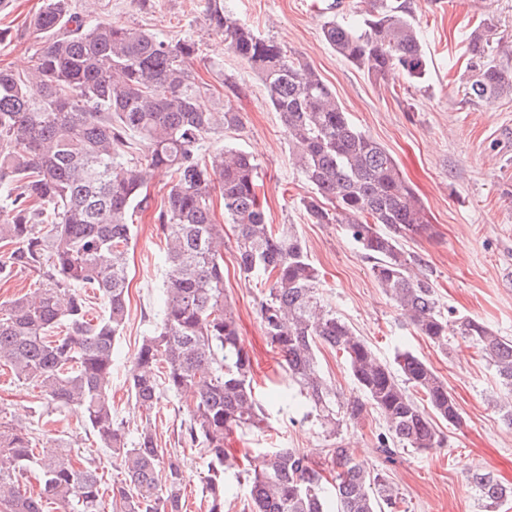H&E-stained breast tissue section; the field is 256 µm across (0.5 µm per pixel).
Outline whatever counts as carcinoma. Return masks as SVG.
<instances>
[{
  "mask_svg": "<svg viewBox=\"0 0 512 512\" xmlns=\"http://www.w3.org/2000/svg\"><path fill=\"white\" fill-rule=\"evenodd\" d=\"M210 25L227 48L260 76L294 148V164L313 186L305 204L315 224H345L372 260L371 272L414 330L441 348L448 332L475 345L512 393V339L485 323L459 317L449 324L433 281L416 269L402 242L431 236L426 208L401 176L393 156L360 130L307 65L280 44L241 24L219 0H209ZM37 48L32 68H0V277L34 274L41 287L0 308V365L22 384L40 389L47 404L75 407L112 466L103 505L99 468L78 467L67 447L34 453L33 433L0 422V512H183L184 460L159 447L151 413L162 393L186 394L177 444L208 459L202 497L208 512H224L225 474L246 483L251 512H394L398 495L386 477L366 467L337 440L339 430L373 409L386 423L378 450L444 446L435 419L461 418L448 387L410 351L396 368L321 299L318 269L291 224L266 222L252 157L231 146L204 156L209 136L242 125L239 113L217 102L194 71L195 42H172L141 27L93 23L69 0H44L30 21ZM474 37L468 51L475 79L469 94L493 103L512 93V74L495 52L512 55V41ZM324 39L337 55L375 75L421 83L428 56L410 11L391 0H369L350 24L327 23ZM170 174L156 219L164 236L163 304L128 369L131 397L145 416L130 442L109 397L115 344L127 317L132 216L149 204L152 172ZM219 191L224 217L236 230L240 271L268 283L258 302L261 329L307 407L304 418L329 438L324 461L296 448L263 453L248 469L226 448L230 436L269 427L253 386L252 358L224 289V225L212 218ZM98 292L104 313L87 318L80 289ZM63 328L65 333L55 334ZM342 352L359 392L339 401L318 366L317 344ZM426 397L423 407L410 389ZM39 492L23 489L29 478ZM480 512H499L512 496L489 471L471 473Z\"/></svg>",
  "mask_w": 512,
  "mask_h": 512,
  "instance_id": "obj_1",
  "label": "carcinoma"
}]
</instances>
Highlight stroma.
<instances>
[{
  "instance_id": "35a3bbf8",
  "label": "stroma",
  "mask_w": 512,
  "mask_h": 512,
  "mask_svg": "<svg viewBox=\"0 0 512 512\" xmlns=\"http://www.w3.org/2000/svg\"><path fill=\"white\" fill-rule=\"evenodd\" d=\"M42 0H8L0 27L12 29L0 42V67L22 71L36 47L28 28ZM208 0H96L94 19L142 27L168 40L189 38L198 47L194 67L225 104L243 117L238 130L211 136L204 151L229 145L250 153L266 198V220L293 225L323 281L325 305L354 328L384 363L409 351L426 360L448 385L461 415L460 425L441 423L444 447L420 453L398 449L393 459L377 453L384 420L368 412L340 435L368 467L383 471L396 485L406 512H479L470 484L480 468L512 484V428L500 405L508 397L494 368L477 348L452 336L441 349L419 336L373 278L370 263L350 240L345 225L311 223L303 205L313 189L294 165L288 136L268 104L257 73L236 58L209 24ZM234 19L264 38L288 47L331 88L351 121L382 144L423 201L432 237L406 242L418 267L433 281L442 309L453 317H473L498 335L512 338V95L496 102L468 93L471 37L492 24L497 36L512 40V0H407L429 59L422 85L401 78H379L331 49L322 28L327 21L351 22L362 0H227ZM168 177L147 182L149 207L133 215L134 238L128 255V319L117 340L120 360L109 385L115 410L135 438L141 413L128 392L130 358L156 318L166 267L164 241L155 220L156 204ZM224 287L255 369L256 391L269 417L270 431L236 433L227 445L258 454L267 448H297L319 459L328 443L306 421L301 403H287L293 386L277 366L263 335L257 303L265 289L239 271L232 228L224 230ZM0 420L18 423L39 439L37 454L69 446L80 460L101 459L111 473L112 459L96 449L82 418L73 409L46 406L38 388L0 370Z\"/></svg>"
}]
</instances>
